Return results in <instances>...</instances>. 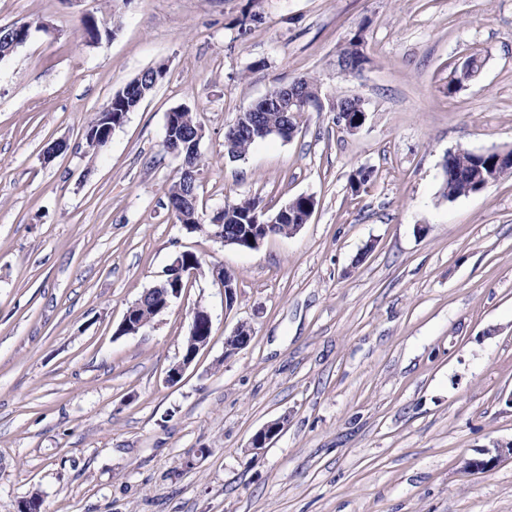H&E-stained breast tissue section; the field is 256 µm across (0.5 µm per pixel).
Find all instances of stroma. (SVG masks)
I'll use <instances>...</instances> for the list:
<instances>
[{"instance_id":"1","label":"stroma","mask_w":512,"mask_h":512,"mask_svg":"<svg viewBox=\"0 0 512 512\" xmlns=\"http://www.w3.org/2000/svg\"><path fill=\"white\" fill-rule=\"evenodd\" d=\"M85 13L119 17L112 38L86 44ZM23 21L0 60V512L35 493L42 512H512L511 460L464 468L512 439V176L441 195L448 151L512 150V0H0V27ZM358 32L368 62L339 75ZM160 63L89 151L95 113ZM301 77L323 110L225 158L237 114ZM355 95L367 120L348 134L328 106ZM182 106L204 130V218L313 197L297 234L251 251L177 224L164 137ZM182 251L201 269L180 298L118 334ZM199 304L211 340L168 383ZM241 322L251 342L225 357Z\"/></svg>"}]
</instances>
